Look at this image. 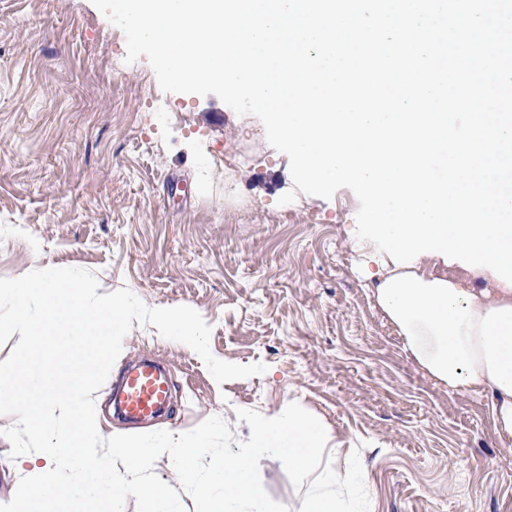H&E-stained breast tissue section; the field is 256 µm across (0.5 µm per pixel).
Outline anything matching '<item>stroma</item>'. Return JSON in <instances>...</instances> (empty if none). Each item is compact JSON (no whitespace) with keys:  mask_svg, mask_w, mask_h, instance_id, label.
Masks as SVG:
<instances>
[{"mask_svg":"<svg viewBox=\"0 0 512 512\" xmlns=\"http://www.w3.org/2000/svg\"><path fill=\"white\" fill-rule=\"evenodd\" d=\"M126 38L91 0H0V282L41 266L180 305L206 328L216 383L189 349L138 322L119 360L94 369L103 437L194 434L210 453L247 447L248 418L299 401L350 448L370 512H512V442L489 399L437 385L405 349L345 234L359 202L298 194L289 159L217 96L166 93L147 58L125 63ZM175 117L158 122L155 104ZM246 144L228 169L224 151ZM164 362L176 415L132 428L112 416V387L142 356ZM254 474L274 512H305L297 474L262 457Z\"/></svg>","mask_w":512,"mask_h":512,"instance_id":"1","label":"stroma"}]
</instances>
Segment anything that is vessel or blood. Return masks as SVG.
<instances>
[{
  "mask_svg": "<svg viewBox=\"0 0 512 512\" xmlns=\"http://www.w3.org/2000/svg\"><path fill=\"white\" fill-rule=\"evenodd\" d=\"M171 405V380L152 359H142L125 370L120 411L128 420H145L169 410Z\"/></svg>",
  "mask_w": 512,
  "mask_h": 512,
  "instance_id": "vessel-or-blood-1",
  "label": "vessel or blood"
}]
</instances>
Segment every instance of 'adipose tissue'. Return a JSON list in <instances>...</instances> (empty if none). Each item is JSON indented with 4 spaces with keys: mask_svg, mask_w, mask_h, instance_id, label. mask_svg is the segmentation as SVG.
I'll return each instance as SVG.
<instances>
[{
    "mask_svg": "<svg viewBox=\"0 0 512 512\" xmlns=\"http://www.w3.org/2000/svg\"><path fill=\"white\" fill-rule=\"evenodd\" d=\"M362 253L361 273L375 281V301L406 349L450 392L489 395L497 433L511 440L512 288L486 269L448 274L439 256H420L412 267H383L372 260L373 242H366ZM477 278L484 287L474 286ZM2 308L11 311L25 351L12 375L0 378V403L12 406L32 445L0 459V477L22 474L31 481L26 498L31 512H66L79 499L128 493L178 512L168 486L152 472L161 453L173 479L201 500L206 512H268L253 477L260 457L283 460L297 471L307 512H363L361 472L317 465L331 436L302 407L251 419L248 447L225 451L219 462L204 468L199 461L208 451L209 429L190 436L174 429L143 438L117 434L104 450L93 380L48 395L44 377L61 355L83 351L93 358H120L135 316L147 319L158 338L193 350L215 381L223 382L225 362L209 358L206 327L184 307L150 310L134 293L115 295L81 273L49 270L36 282L26 277L1 282Z\"/></svg>",
    "mask_w": 512,
    "mask_h": 512,
    "instance_id": "adipose-tissue-1",
    "label": "adipose tissue"
}]
</instances>
